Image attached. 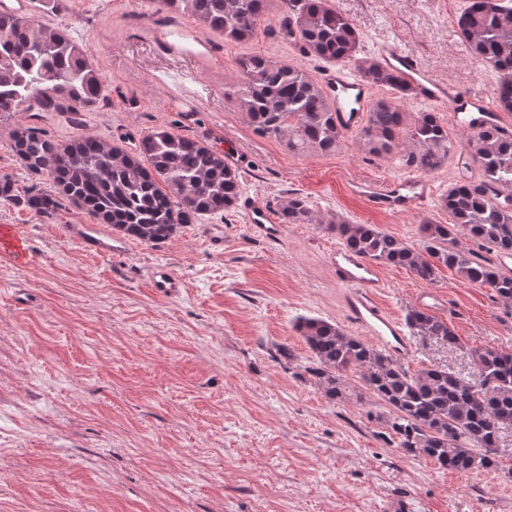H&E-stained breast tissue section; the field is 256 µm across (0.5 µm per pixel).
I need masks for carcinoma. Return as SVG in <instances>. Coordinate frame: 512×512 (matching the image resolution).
<instances>
[{
	"instance_id": "obj_1",
	"label": "carcinoma",
	"mask_w": 512,
	"mask_h": 512,
	"mask_svg": "<svg viewBox=\"0 0 512 512\" xmlns=\"http://www.w3.org/2000/svg\"><path fill=\"white\" fill-rule=\"evenodd\" d=\"M285 38L327 62L355 65L370 83L391 90L367 112L360 131L362 151L394 158L407 168L432 173L455 151L481 169L448 189L442 206L450 224L425 220L419 226L418 250L374 224L336 223L345 248L369 262L403 267L432 282L442 267L454 268L466 281L492 291L512 305V277L474 252L455 244V230L465 228L476 241L497 252L512 251V132L491 125L462 144L448 139V129L434 112L409 115V91L373 60L357 57L356 24L329 0H282ZM58 0H32L26 16L0 12V115L22 112L35 100L46 112H93L103 100L100 72L87 47L75 42L44 16ZM158 8L187 12L224 42L249 40L268 10V0H155ZM470 55L501 74L497 107L512 112V0H469L457 17ZM240 82L234 95L254 130L274 138L292 152L329 154L345 132L336 125L329 99L306 70L261 53L237 60ZM10 148L26 170L45 174L52 189L32 194L25 203L51 213L68 201L141 242H166L195 218L221 213L240 193L238 174L224 156L198 140L159 127L127 149L121 139L107 141L81 135L58 141L34 126L20 125L10 134ZM284 224H309L315 215L307 199L288 198L280 208ZM408 324L419 336L450 347L460 345L448 323L414 310ZM312 354L306 371L332 401L356 395L388 413L387 424L398 447L423 455L453 471L490 470L512 475V455L500 452L501 430L512 427V353L495 348L472 352L479 379L467 381L446 368L414 373L381 348L316 317L295 323ZM355 374L366 394L356 392L347 376Z\"/></svg>"
}]
</instances>
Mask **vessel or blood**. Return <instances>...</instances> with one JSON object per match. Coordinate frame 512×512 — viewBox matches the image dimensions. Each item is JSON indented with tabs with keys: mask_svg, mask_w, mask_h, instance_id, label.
Listing matches in <instances>:
<instances>
[{
	"mask_svg": "<svg viewBox=\"0 0 512 512\" xmlns=\"http://www.w3.org/2000/svg\"><path fill=\"white\" fill-rule=\"evenodd\" d=\"M129 28L133 35L148 40L158 54L172 61L168 86L174 94L170 104L184 112L192 111V100L176 91L178 78L186 70L205 75L220 74L222 42L198 34L186 20L171 12L155 11L144 19L132 17ZM376 57L383 69L393 72L411 91L413 99L432 106L436 111L450 113L458 125L477 131L500 122L502 115L489 100L468 94L438 78L420 59L403 51L397 43L379 45ZM320 77L323 91L334 105L338 126L347 132L359 130L374 96L373 85L355 76L344 65L323 67ZM355 190L375 207L405 211L423 207L434 196L431 183L418 179L360 183ZM238 206L245 212L249 223L258 228L265 238L279 237L280 227L266 205L244 194L239 197ZM72 233L86 251L107 254L113 250L111 243L97 237L92 225L73 227ZM331 265L337 280L349 287L345 307L350 320L393 358L409 357L412 347L403 323L386 312L378 302L385 283L374 265L343 247L333 252ZM151 286L162 294L174 295L182 283L167 268L159 267L153 272Z\"/></svg>",
	"mask_w": 512,
	"mask_h": 512,
	"instance_id": "1",
	"label": "vessel or blood"
}]
</instances>
